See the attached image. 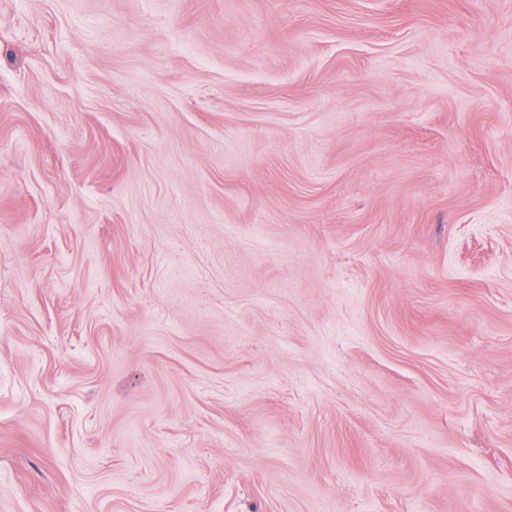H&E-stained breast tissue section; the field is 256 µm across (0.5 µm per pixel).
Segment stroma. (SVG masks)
<instances>
[{
	"mask_svg": "<svg viewBox=\"0 0 512 512\" xmlns=\"http://www.w3.org/2000/svg\"><path fill=\"white\" fill-rule=\"evenodd\" d=\"M0 512H512V0H0Z\"/></svg>",
	"mask_w": 512,
	"mask_h": 512,
	"instance_id": "1",
	"label": "stroma"
}]
</instances>
